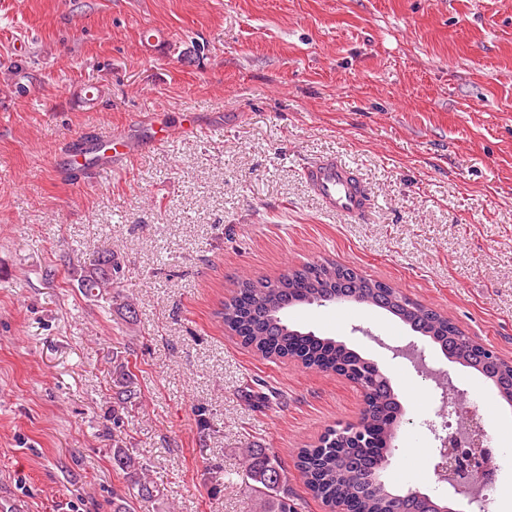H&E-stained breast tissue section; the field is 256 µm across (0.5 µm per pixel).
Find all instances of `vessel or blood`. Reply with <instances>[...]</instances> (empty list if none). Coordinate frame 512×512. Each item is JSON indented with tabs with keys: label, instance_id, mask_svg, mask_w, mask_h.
I'll return each instance as SVG.
<instances>
[{
	"label": "vessel or blood",
	"instance_id": "1",
	"mask_svg": "<svg viewBox=\"0 0 512 512\" xmlns=\"http://www.w3.org/2000/svg\"><path fill=\"white\" fill-rule=\"evenodd\" d=\"M139 148V142L132 140L124 129L112 127L82 141L79 149L69 154L67 170L74 174L93 168L113 169L126 163ZM304 177L326 213L355 218L369 206V196L353 169L334 157H322L311 163Z\"/></svg>",
	"mask_w": 512,
	"mask_h": 512
}]
</instances>
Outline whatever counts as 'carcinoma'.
I'll use <instances>...</instances> for the list:
<instances>
[{
	"instance_id": "carcinoma-1",
	"label": "carcinoma",
	"mask_w": 512,
	"mask_h": 512,
	"mask_svg": "<svg viewBox=\"0 0 512 512\" xmlns=\"http://www.w3.org/2000/svg\"><path fill=\"white\" fill-rule=\"evenodd\" d=\"M122 270L120 257L105 252L96 267L84 270L77 278L79 290L112 304V285ZM326 296L345 297L351 303L370 298L408 324L410 329L431 343L449 350L468 341V337L440 313L409 298L388 284L372 280L359 272L335 263H311L291 270L275 280L258 279L239 285L234 295L224 302L220 318L224 327L237 335L244 346L264 358H298L308 368L320 372H336L361 378L366 399L360 425L373 438L366 448H353L346 437H336L338 429L328 430L314 448L299 455L297 468L307 489L328 508L343 507L346 512H437L446 500L418 502L414 491L390 487L383 471L392 453L394 439L383 427L384 415L399 410L394 390L385 385L372 388L367 380L369 360L335 340L288 325L289 308L317 302ZM466 367L478 372L495 387L501 398L512 397V365L504 359L492 360L475 345L466 357ZM134 374L129 363L114 366L113 383L121 401L134 398ZM112 465L122 472L127 488L140 506L159 498L162 493L147 477L146 467L132 448H112ZM244 471L252 481L254 512H295L288 484L274 456L260 450L247 453Z\"/></svg>"
}]
</instances>
